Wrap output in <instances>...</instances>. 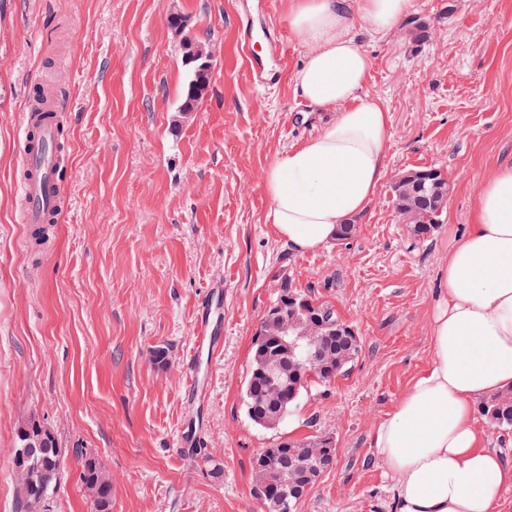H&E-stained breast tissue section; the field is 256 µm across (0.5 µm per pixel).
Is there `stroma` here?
<instances>
[{"mask_svg":"<svg viewBox=\"0 0 512 512\" xmlns=\"http://www.w3.org/2000/svg\"><path fill=\"white\" fill-rule=\"evenodd\" d=\"M243 0H0V512H17V426L53 425L65 452L49 512H91L77 451L112 480V512H260L253 461L265 448L330 434L337 464L294 512H391L370 446L431 357L439 270L472 222L478 192L512 165V0H416L390 34L367 38V92L391 115L387 174L349 239L292 251L266 217L267 168L326 118L289 76L305 50L284 0L277 87L255 86L239 44ZM210 54V83L179 114L178 33ZM64 100L65 207L49 244L29 249L19 219L23 118L33 84ZM433 168L452 190L417 241L396 210L403 172ZM224 281L220 352L201 360L205 397L184 399L196 308ZM333 306L360 353L325 395L305 396L273 430L252 425L242 391L253 338L282 282ZM164 347L166 365L152 352ZM198 423L212 475L181 448Z\"/></svg>","mask_w":512,"mask_h":512,"instance_id":"obj_1","label":"stroma"}]
</instances>
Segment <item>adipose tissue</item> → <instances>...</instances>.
<instances>
[{"mask_svg": "<svg viewBox=\"0 0 512 512\" xmlns=\"http://www.w3.org/2000/svg\"><path fill=\"white\" fill-rule=\"evenodd\" d=\"M288 26L304 47L295 96L328 113L305 141L277 154L263 190L267 221L299 253L335 238L362 214L386 174L390 115L365 95L366 36L385 35L414 0H286ZM430 320L431 358L371 446L386 468L391 512H503L512 460L488 447L478 399L512 387V166L482 185L472 224L440 270Z\"/></svg>", "mask_w": 512, "mask_h": 512, "instance_id": "ef3b65f1", "label": "adipose tissue"}]
</instances>
